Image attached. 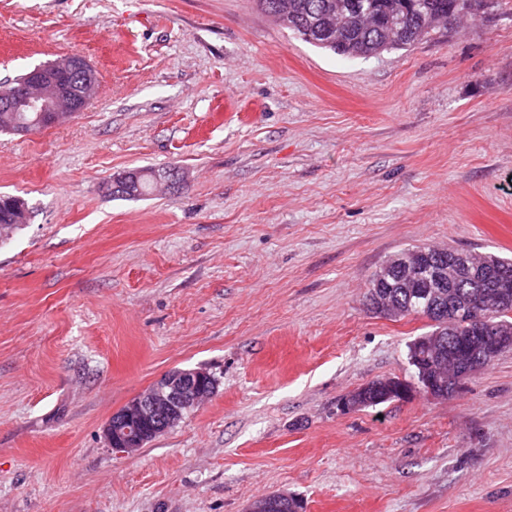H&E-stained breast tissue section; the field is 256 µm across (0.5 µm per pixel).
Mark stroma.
<instances>
[{"mask_svg":"<svg viewBox=\"0 0 512 512\" xmlns=\"http://www.w3.org/2000/svg\"><path fill=\"white\" fill-rule=\"evenodd\" d=\"M89 107L0 133V512H512V349L446 399L413 381L424 319L368 310L427 245L512 257V0L414 46L344 57L255 0H0V85L70 54ZM176 165L178 192L112 198ZM214 396L138 452L109 417L174 369ZM140 171V178L138 183L139 174L136 170H128L124 172L122 175L113 179L112 184H110V191L117 190H128L133 185L138 186L133 188L132 192H127L125 194H112L114 198H125V199H139L142 197H146L153 193L156 185L154 183L155 173L160 172L162 170H155L152 168L148 169H138ZM25 221V203L15 196L0 195V241L3 236L8 237L21 224H25ZM380 380L381 381L378 379V381H375L373 384H366L344 397L342 399L343 408L347 410H357L362 407L374 408L389 401L395 400L387 398H394L397 395L399 397L398 400H405V398H408L409 395L412 394V391L405 390L403 387H396L395 382L382 379ZM371 391H379L384 393L385 399H383L382 394H375L370 397L364 405V400L368 392ZM300 506V502L287 492H275L252 500L245 512H300Z\"/></svg>","mask_w":512,"mask_h":512,"instance_id":"stroma-1","label":"stroma"}]
</instances>
